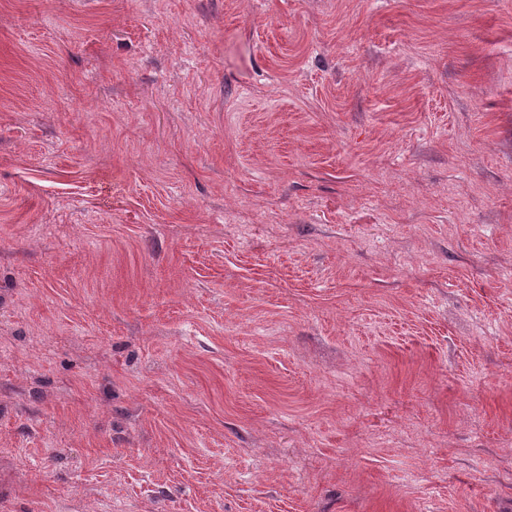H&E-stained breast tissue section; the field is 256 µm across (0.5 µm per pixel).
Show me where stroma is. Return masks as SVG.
I'll return each mask as SVG.
<instances>
[{
	"label": "stroma",
	"mask_w": 512,
	"mask_h": 512,
	"mask_svg": "<svg viewBox=\"0 0 512 512\" xmlns=\"http://www.w3.org/2000/svg\"><path fill=\"white\" fill-rule=\"evenodd\" d=\"M0 512H512V0H0Z\"/></svg>",
	"instance_id": "35a3bbf8"
}]
</instances>
